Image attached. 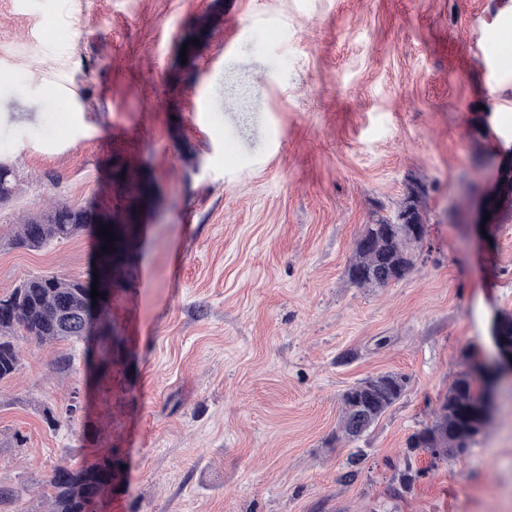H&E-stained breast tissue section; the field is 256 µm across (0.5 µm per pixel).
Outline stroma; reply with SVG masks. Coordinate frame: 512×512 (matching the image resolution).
Instances as JSON below:
<instances>
[{
	"instance_id": "stroma-1",
	"label": "stroma",
	"mask_w": 512,
	"mask_h": 512,
	"mask_svg": "<svg viewBox=\"0 0 512 512\" xmlns=\"http://www.w3.org/2000/svg\"><path fill=\"white\" fill-rule=\"evenodd\" d=\"M486 117L512 135V0H0V296L94 271L87 234L13 248L21 216L52 198L120 215L131 181L152 190L112 291L111 385L71 341L25 346L0 382V512H46L54 466L106 448L110 512H512V379L465 454L406 446L512 312V220L487 244L463 223ZM414 181L422 256L351 286L364 225ZM385 372L404 394L341 438L344 392ZM73 397L75 424L48 425Z\"/></svg>"
}]
</instances>
